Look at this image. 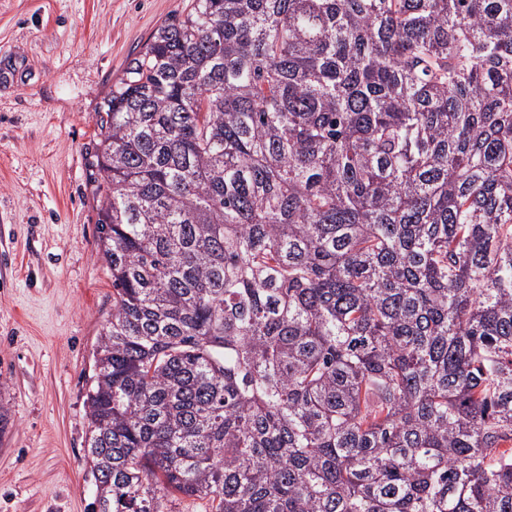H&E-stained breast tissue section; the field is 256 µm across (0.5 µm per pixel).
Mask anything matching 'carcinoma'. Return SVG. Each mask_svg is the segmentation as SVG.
<instances>
[{
	"instance_id": "cac0c4a2",
	"label": "carcinoma",
	"mask_w": 512,
	"mask_h": 512,
	"mask_svg": "<svg viewBox=\"0 0 512 512\" xmlns=\"http://www.w3.org/2000/svg\"><path fill=\"white\" fill-rule=\"evenodd\" d=\"M97 112L93 512H512V0H192Z\"/></svg>"
}]
</instances>
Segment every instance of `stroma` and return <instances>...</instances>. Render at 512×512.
I'll return each mask as SVG.
<instances>
[{
	"label": "stroma",
	"mask_w": 512,
	"mask_h": 512,
	"mask_svg": "<svg viewBox=\"0 0 512 512\" xmlns=\"http://www.w3.org/2000/svg\"><path fill=\"white\" fill-rule=\"evenodd\" d=\"M188 0H0V512H92L85 395L112 310L95 109Z\"/></svg>",
	"instance_id": "1"
}]
</instances>
